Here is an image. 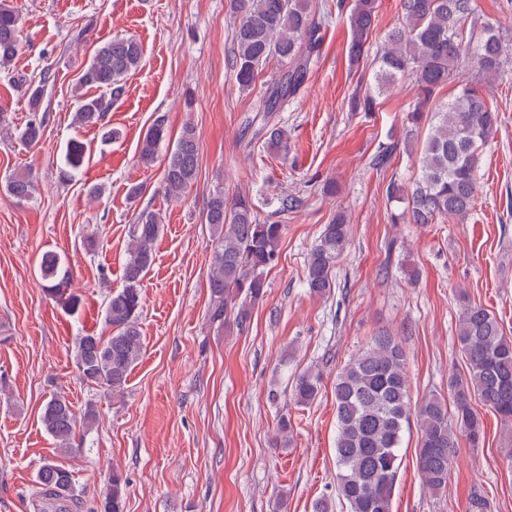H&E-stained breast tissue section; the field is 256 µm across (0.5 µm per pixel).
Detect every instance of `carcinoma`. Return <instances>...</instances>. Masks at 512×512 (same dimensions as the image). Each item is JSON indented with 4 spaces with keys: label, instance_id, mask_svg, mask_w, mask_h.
<instances>
[{
    "label": "carcinoma",
    "instance_id": "obj_1",
    "mask_svg": "<svg viewBox=\"0 0 512 512\" xmlns=\"http://www.w3.org/2000/svg\"><path fill=\"white\" fill-rule=\"evenodd\" d=\"M230 7L238 19L231 65L237 85L250 89L267 62L273 58L281 62V70L267 84L253 121L260 123L259 132L267 147L285 148L287 133L278 113L295 99L308 79V64L319 47L322 20L313 0H230ZM401 8L404 23L388 34L381 50L375 91L355 93L351 111H376L378 95L401 78L411 79L417 97L407 112L404 146L417 165L418 177L410 187L390 183L388 199L408 201L416 224L462 220L476 204L482 149L501 119L499 112L462 79L460 64L475 62L484 80L494 82L503 73V40L496 26L478 23L475 0H402ZM376 17L377 0H354L348 15L352 62H358L369 50ZM20 25L21 18L9 0H0V66H9L20 52ZM141 57L142 47L134 38L114 39L97 48L75 85V126L97 127L108 139L116 135L105 119L123 97L125 78L137 69ZM50 79V72L45 70L38 85L27 88L30 111L41 107ZM454 80L458 81L454 98L438 100L436 91ZM427 118L430 127L421 140L420 126ZM43 124L41 119L28 121L20 138L29 144L39 142ZM166 136L167 123L161 115L140 141L141 164L155 162ZM89 153L82 143L71 141L60 165V178L72 180ZM197 168L196 131L187 124L165 159L164 195L179 198L196 179ZM34 183L31 171H21L7 179L6 190L24 201L30 198ZM302 205L303 198L287 194L279 198L275 214L285 215ZM205 223L213 228L210 318L222 324L230 318L243 329L266 293L265 271L278 261L284 225L260 220L249 195L238 194L229 200L222 191L209 198ZM161 231L159 213L144 209L136 214L129 228L123 286L110 293L105 305L109 335L86 333L77 339L79 379L108 396L123 393L144 350L140 328L143 281L153 264V245ZM348 236L349 224L341 213L323 226L307 262L310 293L324 297L331 292ZM38 272L52 299L70 311L77 309L78 298L68 292L69 268L58 254H43ZM456 342L464 369L448 377L451 409L439 397L412 403L405 351L388 332L370 337L366 347L336 376V495L347 504L348 512H392L398 450L411 420H416L420 430L418 467L426 487L433 491L448 484L459 437H465L473 448L483 439L484 425L472 399L489 407L503 424L512 425V337L504 333L495 314L480 304L465 302L458 313ZM320 389L321 373L313 368L293 380V394L299 404L313 402ZM40 420L58 450L70 452L77 425L90 429L97 415L90 407L80 422L69 400L54 394L43 406ZM126 494V481L120 474H112L102 512H124ZM35 498L42 504V512H76L79 498L72 472L50 458L43 459L36 475Z\"/></svg>",
    "mask_w": 512,
    "mask_h": 512
}]
</instances>
